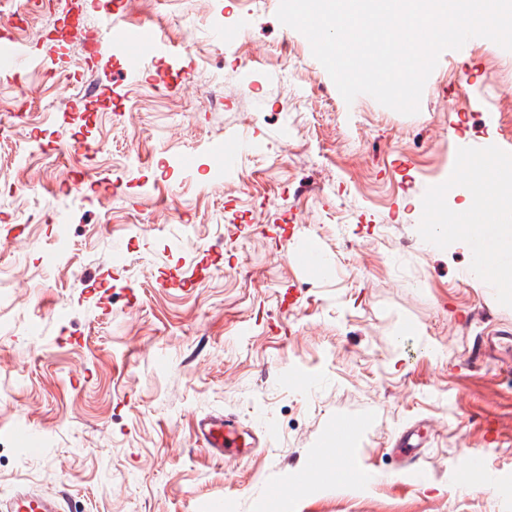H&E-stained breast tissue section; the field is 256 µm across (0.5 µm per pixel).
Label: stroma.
I'll return each mask as SVG.
<instances>
[{"label":"stroma","mask_w":512,"mask_h":512,"mask_svg":"<svg viewBox=\"0 0 512 512\" xmlns=\"http://www.w3.org/2000/svg\"><path fill=\"white\" fill-rule=\"evenodd\" d=\"M279 4L162 0L151 22L171 53L136 66L92 0L50 39V13L0 10V38L26 51L0 70L16 126L0 135V498L261 512L274 488L288 512H512V362L481 357L512 305L466 277L468 240L437 249L416 229L430 194L436 221L464 207L459 145L512 153V51H444L404 115L345 102ZM230 135L248 141L218 179ZM303 237L320 269L294 262ZM478 305L494 318L467 331ZM208 414L260 447L209 456ZM345 422L341 460L326 458ZM407 427L413 454L396 445ZM475 455L488 482L467 479ZM340 464L386 480L337 482Z\"/></svg>","instance_id":"1"}]
</instances>
